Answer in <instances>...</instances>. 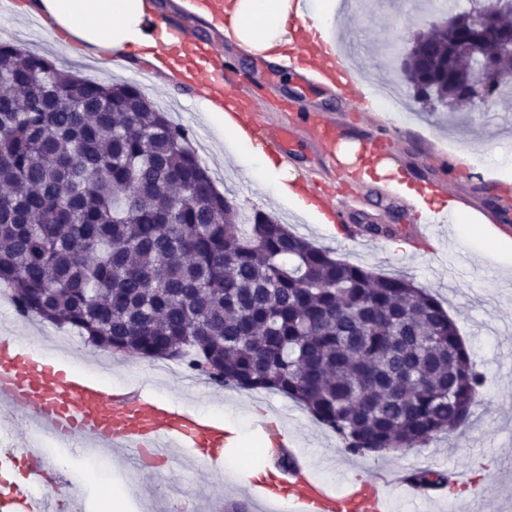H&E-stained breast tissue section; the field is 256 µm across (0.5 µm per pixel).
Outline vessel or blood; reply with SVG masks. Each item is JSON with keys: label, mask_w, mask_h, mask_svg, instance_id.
<instances>
[{"label": "vessel or blood", "mask_w": 512, "mask_h": 512, "mask_svg": "<svg viewBox=\"0 0 512 512\" xmlns=\"http://www.w3.org/2000/svg\"><path fill=\"white\" fill-rule=\"evenodd\" d=\"M182 19L153 21L157 46L154 56L163 76L176 77L201 100L220 104L251 133L263 149L288 164L285 140L294 125H316L314 115L295 113L277 129H269L260 112H245L238 98L224 87L226 75L236 71L225 57L221 40L198 37V26L224 30V0H180ZM314 0H294L288 22L289 47L281 53L286 69L308 65L307 26ZM320 71L342 77V90L359 102L370 92L357 85L340 52L320 48ZM0 405L22 413L27 421L54 432L66 441L90 443L122 451L139 460L146 471H156L176 459L201 465L223 454L229 443L219 422L188 414L180 405L153 401L138 390L115 391L83 375L56 368L47 357L35 358L17 347L14 337H0ZM292 465L272 483L274 499H285L291 512H391L389 498L377 486H354L338 493L329 488L304 462L306 452L291 449ZM0 512H50L42 498L14 489L0 495Z\"/></svg>", "instance_id": "vessel-or-blood-1"}]
</instances>
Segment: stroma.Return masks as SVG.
Instances as JSON below:
<instances>
[{"label": "stroma", "instance_id": "obj_1", "mask_svg": "<svg viewBox=\"0 0 512 512\" xmlns=\"http://www.w3.org/2000/svg\"><path fill=\"white\" fill-rule=\"evenodd\" d=\"M432 0H357L349 27L353 51L368 61L379 80L402 82L403 75L388 63L381 45L404 49L413 37L439 18ZM19 42L24 51L46 56L67 70L99 82L141 81L148 85L153 102L165 106L174 122L192 120L208 145L204 158L211 169L221 170L222 185L234 191L247 208L264 210L281 218L291 232L330 249L344 261L384 275L403 274L416 286L427 289L456 322L478 371L484 375L481 402L457 429L439 435L427 445L405 453L358 456L347 453L341 440L312 420L294 401L271 391H246L227 386L220 389L224 409L244 430H251L256 415L268 412L281 422L290 440L307 451L309 463L320 475L329 476L335 488L369 482L374 471L404 475L418 468L443 469L453 482L445 492L455 506L431 497H413L407 484L389 482L382 491L393 512H512V279L502 278L495 245L478 230L487 225L512 239V184L492 180L472 166L474 153L495 154L499 172L512 174V152L498 149L504 130L512 131V97L492 100L481 112L467 114L463 130L448 127L442 108H424L417 120H391L384 112L362 111L350 94L307 75H290L276 63L246 52L239 44L225 43L224 53L238 60L235 79L250 90L241 103L264 112L269 125H276L283 112H313L340 124L342 138L358 142L372 130L386 134L378 151L396 166L410 169L416 188L430 189L431 207L445 206L449 197L466 201L468 224L456 223L439 231H425L413 241L411 230L421 222V211L413 197L385 179L359 183L334 172L331 155L335 144L323 140L309 128L293 134L289 173L317 179L331 203H348L346 223L336 229L306 221L271 196L268 186L246 176L229 154L223 133L203 117L200 100L191 88L169 84L151 76L148 66L132 48H125L124 68L114 70L97 60H80L78 51L60 52L51 33L18 18L10 5L0 6V42ZM366 224H390L389 237L365 234ZM10 333L25 346L63 336V328L37 320L17 321L8 315L7 302L0 301V334ZM61 357L90 376L105 372L112 385L140 387L147 394L163 392L180 404H195L199 398L187 383L173 377L155 376L148 359L137 355L88 348L83 339L62 348ZM238 478L214 472L203 485H187L178 464H169L163 475L138 474L128 478L123 463L104 462L89 468L74 465L70 471L74 496L72 512H101L103 491L131 489L135 502L154 496L156 512H216L218 502L257 512V502L243 489L242 476L252 469L273 470L263 447L248 454L234 453Z\"/></svg>", "mask_w": 512, "mask_h": 512}]
</instances>
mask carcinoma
<instances>
[{
  "label": "carcinoma",
  "mask_w": 512,
  "mask_h": 512,
  "mask_svg": "<svg viewBox=\"0 0 512 512\" xmlns=\"http://www.w3.org/2000/svg\"><path fill=\"white\" fill-rule=\"evenodd\" d=\"M473 39L432 26L412 50L419 101L461 89ZM485 39H512L506 15ZM0 288L15 310L114 352L172 359L217 386L303 406L344 450L405 453L482 394L456 322L403 276L331 256L220 192L187 129L135 85L70 74L0 43ZM419 489L444 470L412 471Z\"/></svg>",
  "instance_id": "cac0c4a2"
}]
</instances>
